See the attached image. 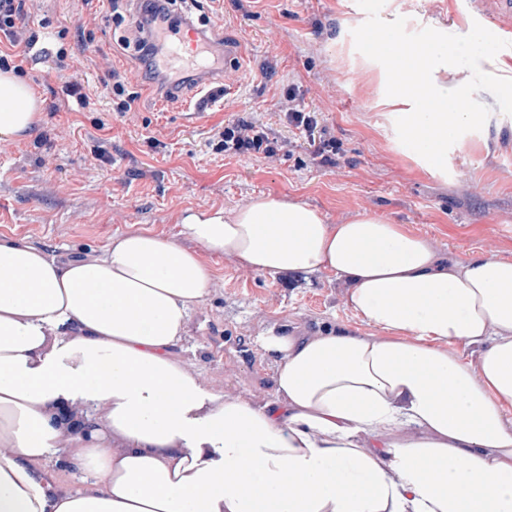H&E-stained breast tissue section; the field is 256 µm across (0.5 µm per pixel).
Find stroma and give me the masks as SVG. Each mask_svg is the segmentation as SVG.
<instances>
[{"instance_id":"obj_1","label":"stroma","mask_w":512,"mask_h":512,"mask_svg":"<svg viewBox=\"0 0 512 512\" xmlns=\"http://www.w3.org/2000/svg\"><path fill=\"white\" fill-rule=\"evenodd\" d=\"M39 29L26 77L41 101L42 120L27 137L0 140V239L45 250L58 261L103 256L112 239L151 231L178 240L188 208L232 213L259 195L304 202L330 224L366 213L404 225L452 259L493 254L512 261V101L469 56L449 72L471 74L468 92L480 112L448 152L447 176L433 175L407 157L392 121L375 104L369 76L350 58L366 29L398 16L410 35L435 28L449 42L474 26L471 0H215L210 24L242 42L247 61L233 89L188 82L177 103L118 40L128 28L103 11L108 54L97 44L75 47L82 21L70 0H28ZM126 70L138 98L118 112L110 94L84 110L61 109L69 82L102 85L109 66ZM298 87L320 112L338 144L335 166L313 160L306 147L269 159L230 158L211 147L230 120L259 113L279 138L292 135L280 101ZM160 148H151L149 138ZM215 271L203 302L192 309L172 347L204 382L224 394L263 405L274 401L277 362L261 336L310 335L329 328L357 334L368 328L346 304L348 288L319 271L297 278L242 268L232 255L202 252Z\"/></svg>"}]
</instances>
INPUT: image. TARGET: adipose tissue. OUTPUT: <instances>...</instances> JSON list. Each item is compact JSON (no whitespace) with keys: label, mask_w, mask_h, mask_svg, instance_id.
Listing matches in <instances>:
<instances>
[{"label":"adipose tissue","mask_w":512,"mask_h":512,"mask_svg":"<svg viewBox=\"0 0 512 512\" xmlns=\"http://www.w3.org/2000/svg\"><path fill=\"white\" fill-rule=\"evenodd\" d=\"M474 45L412 40L388 20L362 50L377 107L433 174L472 119L446 74ZM412 47L423 65L410 79ZM40 106L0 71V139L34 128ZM180 222L195 249L143 231L61 263L0 240V512H512V261L451 260L402 225L329 224L272 196ZM204 250L257 272L333 273L369 334L261 337L277 361L262 406L207 386L171 355L213 280ZM68 404L105 414L68 429ZM59 447L63 472L98 490L44 482Z\"/></svg>","instance_id":"1"}]
</instances>
